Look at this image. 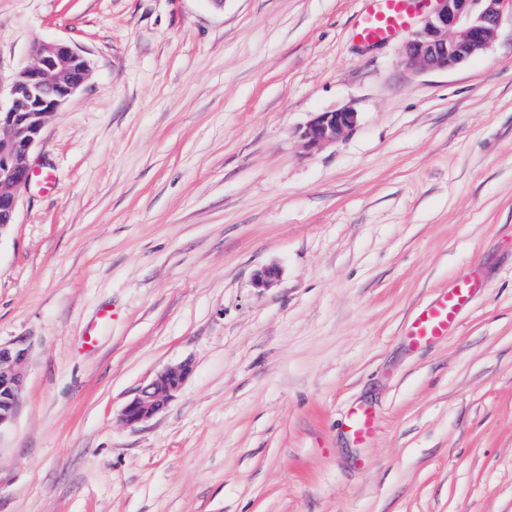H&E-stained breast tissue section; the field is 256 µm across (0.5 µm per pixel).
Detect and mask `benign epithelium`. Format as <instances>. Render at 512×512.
Here are the masks:
<instances>
[{"label": "benign epithelium", "instance_id": "7a95c632", "mask_svg": "<svg viewBox=\"0 0 512 512\" xmlns=\"http://www.w3.org/2000/svg\"><path fill=\"white\" fill-rule=\"evenodd\" d=\"M417 18L402 45L404 64L416 71L446 70L484 52L495 37L512 0H413ZM88 61L69 44L37 40L30 62L0 84V237L15 224L20 194L35 175L31 159L48 117L61 109L83 86ZM350 107L320 112L298 130L309 152L336 141L357 123ZM280 277L274 266L255 274L257 288H270ZM30 343L19 337L0 342V430L15 417L27 375ZM187 362L170 366L141 386L124 406L121 420L142 423L161 412L191 374Z\"/></svg>", "mask_w": 512, "mask_h": 512}]
</instances>
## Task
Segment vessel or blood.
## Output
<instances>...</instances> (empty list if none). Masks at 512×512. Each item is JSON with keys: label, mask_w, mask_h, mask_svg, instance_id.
Returning <instances> with one entry per match:
<instances>
[{"label": "vessel or blood", "mask_w": 512, "mask_h": 512, "mask_svg": "<svg viewBox=\"0 0 512 512\" xmlns=\"http://www.w3.org/2000/svg\"><path fill=\"white\" fill-rule=\"evenodd\" d=\"M364 8L354 26L355 37L365 43L389 40L409 26L413 17L411 0H363ZM474 282L463 280L415 312L404 329L411 344L424 345L448 337L455 329L459 311L467 304ZM374 417L364 410L353 411L348 422L355 440H367Z\"/></svg>", "instance_id": "1"}]
</instances>
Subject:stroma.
Instances as JSON below:
<instances>
[{
	"instance_id": "35a3bbf8",
	"label": "stroma",
	"mask_w": 512,
	"mask_h": 512,
	"mask_svg": "<svg viewBox=\"0 0 512 512\" xmlns=\"http://www.w3.org/2000/svg\"><path fill=\"white\" fill-rule=\"evenodd\" d=\"M361 8L0 0V81L38 39L89 63L0 237V340L31 341L0 512H512V16L417 72L404 34L355 38ZM342 107L357 124L306 150ZM466 278L456 331L411 345ZM185 361L164 411L120 421ZM357 116L350 107L319 112L298 130V136L309 152H317L354 127ZM475 289L466 279L415 312L404 329L412 345H424L448 337L455 329L459 311L467 304ZM373 415L364 410H354L349 418L348 427L357 441L367 440L373 432Z\"/></svg>"
}]
</instances>
